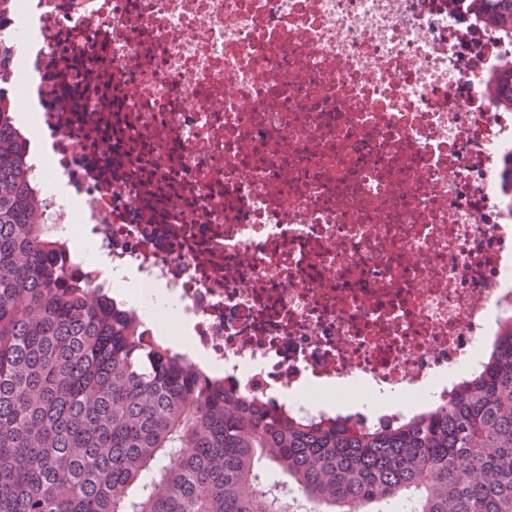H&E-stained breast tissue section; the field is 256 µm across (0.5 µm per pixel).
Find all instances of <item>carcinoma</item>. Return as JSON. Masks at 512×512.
I'll use <instances>...</instances> for the list:
<instances>
[{
    "mask_svg": "<svg viewBox=\"0 0 512 512\" xmlns=\"http://www.w3.org/2000/svg\"><path fill=\"white\" fill-rule=\"evenodd\" d=\"M492 24L512 0H483ZM0 107V512H512V331L387 428L285 421L146 343L58 260Z\"/></svg>",
    "mask_w": 512,
    "mask_h": 512,
    "instance_id": "cac0c4a2",
    "label": "carcinoma"
}]
</instances>
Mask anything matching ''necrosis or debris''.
Instances as JSON below:
<instances>
[{"mask_svg":"<svg viewBox=\"0 0 512 512\" xmlns=\"http://www.w3.org/2000/svg\"><path fill=\"white\" fill-rule=\"evenodd\" d=\"M31 29L0 95L49 136L43 223L177 296L224 383L332 384L279 409L326 426L364 384L398 422L512 327V109L482 92L512 39L471 0H15L0 38Z\"/></svg>","mask_w":512,"mask_h":512,"instance_id":"4bbe7bcc","label":"necrosis or debris"}]
</instances>
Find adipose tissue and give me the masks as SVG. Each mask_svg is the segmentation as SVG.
Masks as SVG:
<instances>
[{
	"instance_id": "1",
	"label": "adipose tissue",
	"mask_w": 512,
	"mask_h": 512,
	"mask_svg": "<svg viewBox=\"0 0 512 512\" xmlns=\"http://www.w3.org/2000/svg\"><path fill=\"white\" fill-rule=\"evenodd\" d=\"M69 235L80 259L86 266L102 271L117 300L145 314L152 323L164 325L174 321L179 312V302L174 296L161 288L149 294L143 293L138 287L139 275L135 269L113 270L107 258L83 237L79 229H70Z\"/></svg>"
}]
</instances>
